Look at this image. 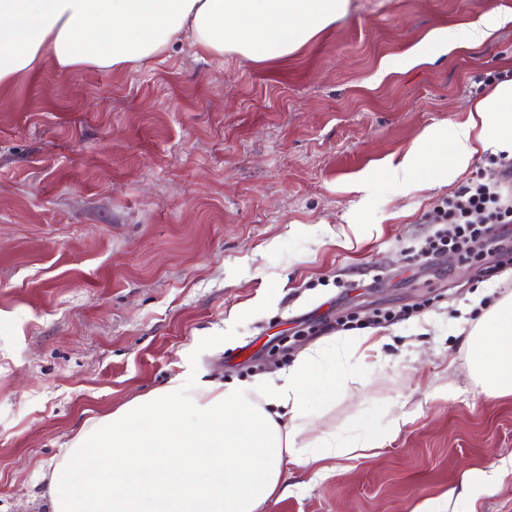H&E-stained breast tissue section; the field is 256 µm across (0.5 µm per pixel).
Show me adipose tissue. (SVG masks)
<instances>
[{
	"mask_svg": "<svg viewBox=\"0 0 512 512\" xmlns=\"http://www.w3.org/2000/svg\"><path fill=\"white\" fill-rule=\"evenodd\" d=\"M349 0H0V89L38 72L132 68L182 39L254 63L283 59L344 16ZM498 9L439 31L408 55L479 44L504 23ZM470 119L428 130L424 150L387 166L406 190L442 183L477 145H512V80L479 99ZM351 341L331 338L301 353L288 371L251 381L188 384L175 377L87 424L38 478L51 512H266L288 493L285 463H316L376 448L367 438L310 435L316 388L335 401L348 380L339 361ZM470 368L491 397L512 394V295L483 311L467 339Z\"/></svg>",
	"mask_w": 512,
	"mask_h": 512,
	"instance_id": "adipose-tissue-1",
	"label": "adipose tissue"
}]
</instances>
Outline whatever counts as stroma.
Masks as SVG:
<instances>
[{"label": "stroma", "mask_w": 512, "mask_h": 512, "mask_svg": "<svg viewBox=\"0 0 512 512\" xmlns=\"http://www.w3.org/2000/svg\"><path fill=\"white\" fill-rule=\"evenodd\" d=\"M493 2L511 20L491 41L386 74L481 0H350L284 59L186 40L135 69L48 63L0 90V512H49L36 472L184 371L245 380L366 330L381 359L348 355L312 429L386 441L289 466L268 512H512V395L482 392L465 344L512 267L408 252L500 148L432 188H356L512 79V0ZM375 312L388 321L367 326Z\"/></svg>", "instance_id": "1"}]
</instances>
